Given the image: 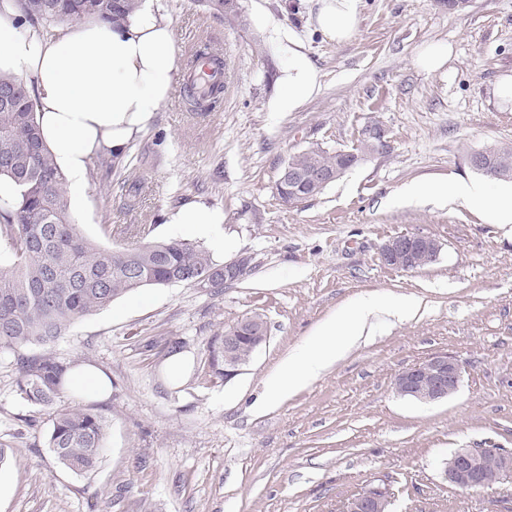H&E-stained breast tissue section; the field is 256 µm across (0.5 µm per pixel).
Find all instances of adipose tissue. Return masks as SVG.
Here are the masks:
<instances>
[{"label":"adipose tissue","instance_id":"adipose-tissue-1","mask_svg":"<svg viewBox=\"0 0 512 512\" xmlns=\"http://www.w3.org/2000/svg\"><path fill=\"white\" fill-rule=\"evenodd\" d=\"M318 27L329 40H350L359 22V0H320ZM0 71L22 78L37 104V122L44 144L72 191L86 182L88 164L98 155L123 156L130 143L152 123L167 103L176 71V44L169 22L153 0H141L137 10L118 25L94 18L65 28H32L15 5L0 10ZM284 89L276 102L291 112L319 88L309 58L289 51ZM411 199L460 202L489 224H512V188L471 181L413 183L403 190ZM169 223L186 224L224 248L215 228L224 214L203 205L179 208ZM373 300H361L356 310L322 323L313 355L295 354L288 370L273 382L282 397L301 389L339 359L365 328Z\"/></svg>","mask_w":512,"mask_h":512}]
</instances>
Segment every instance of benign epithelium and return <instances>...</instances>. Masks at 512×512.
<instances>
[{
  "mask_svg": "<svg viewBox=\"0 0 512 512\" xmlns=\"http://www.w3.org/2000/svg\"><path fill=\"white\" fill-rule=\"evenodd\" d=\"M363 140L372 145V151H383L388 147V132L377 122L365 126ZM346 159L345 168L334 172H320L311 175L298 173L289 164H284L277 176L275 185L286 181H304L308 184L325 186L349 170L360 165L366 154L351 155L349 151H339ZM440 251L439 243L432 237L419 233H403L388 239L380 249L383 264L404 271H411L436 260ZM250 258L240 256L224 264V282H233L242 277ZM247 329L251 339V352H256L269 340L267 323L258 318H250L241 323L236 331ZM238 337L230 333L224 337L219 347V360L224 369V377L236 374L244 362L238 358ZM463 366L456 357L446 353H436L428 359L400 372L394 379L393 387L397 394L413 401L432 404L442 402L454 395L460 388ZM495 469L500 479L512 478V453L496 448H458L444 462L443 477L449 484L463 490H477L485 487L483 473L487 468ZM385 501L364 491L350 499L344 512H383Z\"/></svg>",
  "mask_w": 512,
  "mask_h": 512,
  "instance_id": "obj_1",
  "label": "benign epithelium"
}]
</instances>
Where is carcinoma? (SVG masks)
<instances>
[{
    "label": "carcinoma",
    "mask_w": 512,
    "mask_h": 512,
    "mask_svg": "<svg viewBox=\"0 0 512 512\" xmlns=\"http://www.w3.org/2000/svg\"><path fill=\"white\" fill-rule=\"evenodd\" d=\"M25 21L42 26L96 17L113 23L133 13L140 0H13ZM12 93L0 106V178L19 187L14 204L0 209V347L50 346L77 321L128 293L150 286L208 280L224 286V270L212 254L185 239L155 242L151 228L136 226L137 242L101 245L84 236L69 210L66 181L43 143L36 105L26 85L0 73V89ZM223 84L196 89L195 101L216 107ZM512 158V144L483 149L487 166ZM305 174L330 170L337 155L308 147L289 158ZM17 388L48 411V448L75 473L94 470L104 450L105 419L91 408L60 404L64 379L74 368L47 350L18 356Z\"/></svg>",
    "instance_id": "1"
}]
</instances>
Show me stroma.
I'll return each mask as SVG.
<instances>
[{
  "label": "stroma",
  "instance_id": "obj_1",
  "mask_svg": "<svg viewBox=\"0 0 512 512\" xmlns=\"http://www.w3.org/2000/svg\"><path fill=\"white\" fill-rule=\"evenodd\" d=\"M175 33L177 73L167 105L123 157L90 167L70 201L80 231L126 243L130 224L151 239H186L218 262L246 255L250 270L223 288L179 283L143 288L73 325L52 346L90 365L110 394L65 390L61 403L91 407L108 422L97 468L77 474L47 446L45 412L18 392L16 353L0 348V512H342L375 484L393 512H512V480L477 491L442 476L458 448L512 451V224H487L462 203L408 202L416 181L478 179L469 153L512 144V0H360L354 37L325 39L319 0H240L231 27L206 0H154ZM453 48L438 71L418 51ZM209 49L225 62L217 106L188 96V63ZM312 61L320 88L291 112L274 111L288 51ZM379 120L389 146L294 206L275 193L280 167L318 145H358ZM137 184V195L127 193ZM222 210L225 249L172 210ZM399 233L436 239L437 260L415 271L384 265ZM382 306L370 336L308 385L273 399L284 362L310 353L316 328L362 298ZM419 302L415 315L400 308ZM263 314L269 341L231 378L214 373L211 340ZM445 352L463 365L458 392L421 404L398 396L395 376ZM187 361L179 381L166 368Z\"/></svg>",
  "mask_w": 512,
  "mask_h": 512
}]
</instances>
